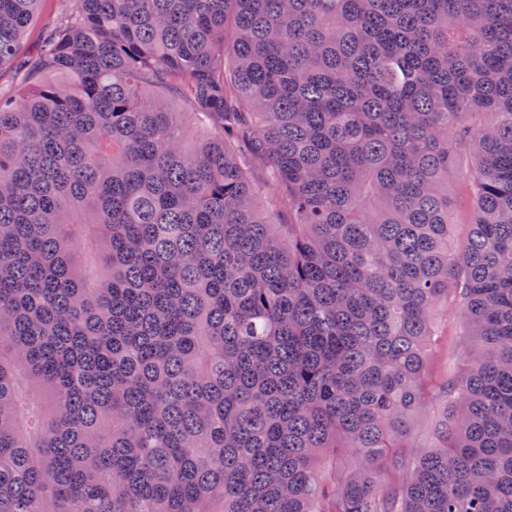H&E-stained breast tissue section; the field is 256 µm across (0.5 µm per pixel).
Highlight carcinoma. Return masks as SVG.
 Here are the masks:
<instances>
[{
    "instance_id": "cac0c4a2",
    "label": "carcinoma",
    "mask_w": 512,
    "mask_h": 512,
    "mask_svg": "<svg viewBox=\"0 0 512 512\" xmlns=\"http://www.w3.org/2000/svg\"><path fill=\"white\" fill-rule=\"evenodd\" d=\"M41 2L0 0V512H512V0H75L31 55ZM451 190L454 193L455 197L461 202V206L457 211V224H453L452 226V237L455 243L461 247L465 242L468 233H469V224L467 222V211L465 207V202L468 198V187L463 182L457 181L456 183L451 185ZM440 317L444 336H441L435 347L433 380L457 376L462 373L465 364V316L451 292L448 293V307L447 304L441 307ZM435 415L436 409L433 408H424L417 411L413 424L412 442L414 444L422 445L425 443Z\"/></svg>"
}]
</instances>
